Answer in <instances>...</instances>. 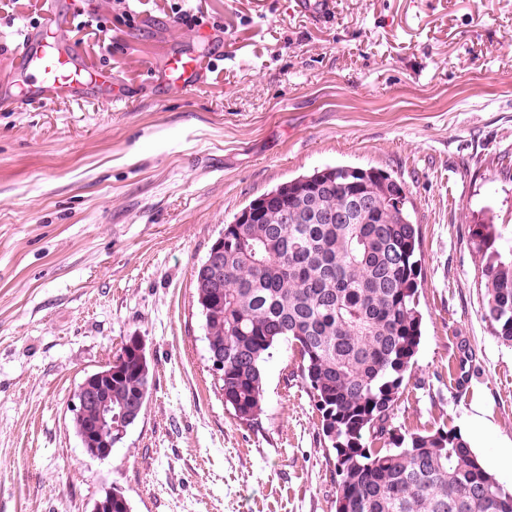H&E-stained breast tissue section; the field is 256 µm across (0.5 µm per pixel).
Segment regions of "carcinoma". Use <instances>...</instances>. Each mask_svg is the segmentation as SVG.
Masks as SVG:
<instances>
[{"instance_id":"cac0c4a2","label":"carcinoma","mask_w":512,"mask_h":512,"mask_svg":"<svg viewBox=\"0 0 512 512\" xmlns=\"http://www.w3.org/2000/svg\"><path fill=\"white\" fill-rule=\"evenodd\" d=\"M357 200L348 224L320 217ZM404 185L374 168L326 166L252 200L248 224L224 225V262L213 280L195 272L207 347L224 358V403L253 421L262 411V363L285 341L300 355L322 432L336 451L335 512H512V493L453 431L412 434L404 447L375 450L421 339V235ZM288 213V223L281 221ZM487 252L485 318L512 341V249H492L490 225L470 229ZM145 352L125 347L101 390L112 415L138 418L151 388ZM76 433L115 441L94 414ZM93 512H132L107 492Z\"/></svg>"}]
</instances>
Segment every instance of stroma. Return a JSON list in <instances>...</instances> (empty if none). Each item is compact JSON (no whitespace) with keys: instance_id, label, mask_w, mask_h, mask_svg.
<instances>
[{"instance_id":"1","label":"stroma","mask_w":512,"mask_h":512,"mask_svg":"<svg viewBox=\"0 0 512 512\" xmlns=\"http://www.w3.org/2000/svg\"><path fill=\"white\" fill-rule=\"evenodd\" d=\"M68 29L123 94L0 108V512H334L336 452L287 343L263 364V411L237 418L208 359L194 271L250 201L325 165L401 181L420 226L422 336L380 440L465 433L472 405L512 442V342L484 317L470 229L512 249V0H118ZM192 9L199 25L173 17ZM47 0L0 9V83ZM202 87L149 74L191 41ZM140 337L149 399L105 458L75 434L74 390Z\"/></svg>"}]
</instances>
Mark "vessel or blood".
Here are the masks:
<instances>
[{"label":"vessel or blood","instance_id":"b4317fda","mask_svg":"<svg viewBox=\"0 0 512 512\" xmlns=\"http://www.w3.org/2000/svg\"><path fill=\"white\" fill-rule=\"evenodd\" d=\"M63 23L62 14L55 12L41 27L22 31L13 56L17 69L31 78L22 89L23 96L41 101L78 100L104 93L120 101L109 73L91 68L77 48L58 41L56 28ZM204 65V57L194 51L175 54L166 64L162 82L174 92L191 89Z\"/></svg>","mask_w":512,"mask_h":512}]
</instances>
